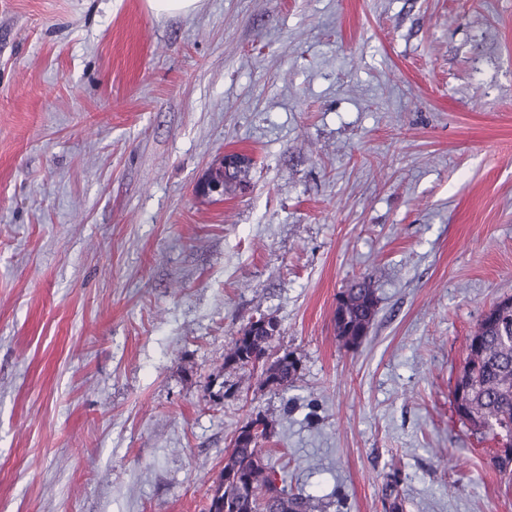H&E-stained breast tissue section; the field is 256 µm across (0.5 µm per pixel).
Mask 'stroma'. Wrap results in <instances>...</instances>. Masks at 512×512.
Masks as SVG:
<instances>
[{
    "mask_svg": "<svg viewBox=\"0 0 512 512\" xmlns=\"http://www.w3.org/2000/svg\"><path fill=\"white\" fill-rule=\"evenodd\" d=\"M508 296L512 0H0V512H207L259 415L324 512H512L450 395ZM156 13L187 15L195 9L198 0H147ZM247 163L248 160L244 156H241L239 157L233 169H226L224 168L223 159L220 163V166L212 167L209 170L206 179L201 184V193L205 196H210L213 194L224 196V181L227 182V184H231L236 181ZM376 313L375 292L366 277L354 281L342 292L337 301L334 321L336 335L343 346L359 345L367 336ZM362 333L364 336H360ZM266 323L271 333L258 328L257 323ZM278 332V323L267 315L251 320L240 333V339H234L224 358V367L231 370L245 368L254 371L255 362L265 357L270 341ZM297 373L296 360L288 353L280 358L275 359L266 371L262 372V380L260 383L262 386H268L269 390L273 392H283L288 390V386L291 385Z\"/></svg>",
    "mask_w": 512,
    "mask_h": 512,
    "instance_id": "stroma-1",
    "label": "stroma"
}]
</instances>
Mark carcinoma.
<instances>
[{"label":"carcinoma","instance_id":"carcinoma-1","mask_svg":"<svg viewBox=\"0 0 512 512\" xmlns=\"http://www.w3.org/2000/svg\"><path fill=\"white\" fill-rule=\"evenodd\" d=\"M377 313L375 292L366 278L354 281L338 298L336 335L343 346L358 345L368 334ZM278 323L267 315L251 320L232 341L224 368L252 369L268 353ZM297 373L296 360L288 353L275 359L262 372L261 385L273 392L288 390ZM464 387V414L470 433L491 440L497 432H512V298H505L485 312L470 336L465 363L457 376ZM275 472L256 447L236 441L224 457L219 484L211 492L208 512H321V504L310 496L280 490L271 495L268 482ZM386 512H402L396 483L386 484Z\"/></svg>","mask_w":512,"mask_h":512}]
</instances>
